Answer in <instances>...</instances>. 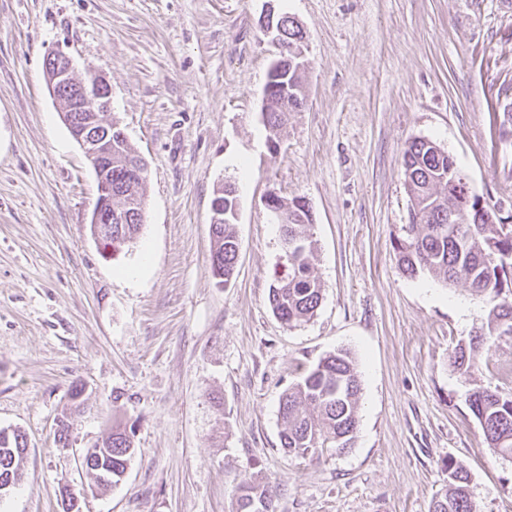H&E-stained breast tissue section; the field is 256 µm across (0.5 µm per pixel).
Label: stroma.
<instances>
[{
  "label": "stroma",
  "mask_w": 512,
  "mask_h": 512,
  "mask_svg": "<svg viewBox=\"0 0 512 512\" xmlns=\"http://www.w3.org/2000/svg\"><path fill=\"white\" fill-rule=\"evenodd\" d=\"M306 33L304 106L270 151L266 13ZM104 75L144 159L139 237L110 251L89 220L92 165L61 121L44 56ZM512 0H0V428L28 440L26 480L0 512H235L257 475L276 512H430L446 462L476 512H512V459L484 442L448 365L486 317L466 287L403 274L402 153L426 137L473 189L512 210ZM239 199L234 277L211 267V203ZM304 197L323 300L287 326L268 289L284 253L269 194ZM361 379L356 441L300 458L280 443L283 391L326 353ZM476 382L512 393V338L487 341ZM82 385L81 407L70 399ZM67 418V443L57 421ZM134 432L122 481L83 449Z\"/></svg>",
  "instance_id": "stroma-1"
}]
</instances>
